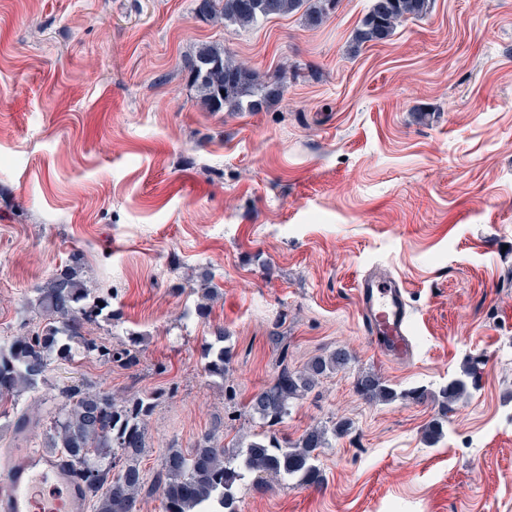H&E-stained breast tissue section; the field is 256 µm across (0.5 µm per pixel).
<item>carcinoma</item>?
I'll return each instance as SVG.
<instances>
[{"mask_svg":"<svg viewBox=\"0 0 512 512\" xmlns=\"http://www.w3.org/2000/svg\"><path fill=\"white\" fill-rule=\"evenodd\" d=\"M209 18L242 27L275 16L303 10L311 26L321 25L331 13V0H205ZM431 0H373L357 29V44L382 43L409 18L428 13ZM191 81L202 103L212 112H256L280 96L287 71L275 80L257 81L255 73L217 45L202 46L189 63ZM42 322L30 333L0 339V402L35 388L52 362H71L78 353L94 355L104 363L124 369L139 365V337L131 335L120 347H110L93 337L87 326L112 320V297L94 295L81 277L80 258L57 269L42 286L33 288ZM204 370L225 378L233 358L230 334L219 327L203 348ZM351 352L338 347L327 356L313 358L301 371L284 366L273 381L248 402L259 420L260 431L245 445L233 449L216 443L215 435H201L193 448H171L160 468L148 477L141 461L146 448L145 431L158 397L133 395L117 399L109 392L82 384L62 391V405L50 422L48 447L58 449L81 478L95 501V512H137L139 498L157 493L165 512H239L237 488L248 475L292 478L302 485H318L323 473L316 451L328 445V434H342L343 423L327 429L312 426L295 442L280 437L274 427L291 411L293 400L312 391L320 378L345 368ZM480 371L473 365L440 391L447 411L467 390L476 387ZM356 393L368 402H392L398 392L381 377L361 373Z\"/></svg>","mask_w":512,"mask_h":512,"instance_id":"carcinoma-1","label":"carcinoma"}]
</instances>
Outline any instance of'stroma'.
Here are the masks:
<instances>
[{"label": "stroma", "mask_w": 512, "mask_h": 512, "mask_svg": "<svg viewBox=\"0 0 512 512\" xmlns=\"http://www.w3.org/2000/svg\"><path fill=\"white\" fill-rule=\"evenodd\" d=\"M371 4L241 28L201 20L195 0H0V336L38 321L34 287L78 253L87 287L112 296L92 335L143 338L131 370L52 364L0 414V467L16 415L45 416L82 381L161 394L147 473L205 431L247 442L246 404L281 365L344 346L349 368L277 427L294 442L351 422L319 451L323 484L245 480L240 512H512V0H432L355 46ZM205 44L262 83L287 67L281 97L209 111L187 68ZM376 265L406 287L405 362L365 337L355 285ZM217 326L234 346L222 380L201 358ZM471 359L478 387L442 412L436 394ZM363 371L401 399H360Z\"/></svg>", "instance_id": "obj_1"}]
</instances>
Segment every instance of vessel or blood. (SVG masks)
<instances>
[{"label": "vessel or blood", "mask_w": 512, "mask_h": 512, "mask_svg": "<svg viewBox=\"0 0 512 512\" xmlns=\"http://www.w3.org/2000/svg\"><path fill=\"white\" fill-rule=\"evenodd\" d=\"M356 296L370 346L408 359L413 347L404 286L375 268L359 279ZM13 455L0 476V512H88L83 486L64 461L22 447Z\"/></svg>", "instance_id": "vessel-or-blood-1"}]
</instances>
